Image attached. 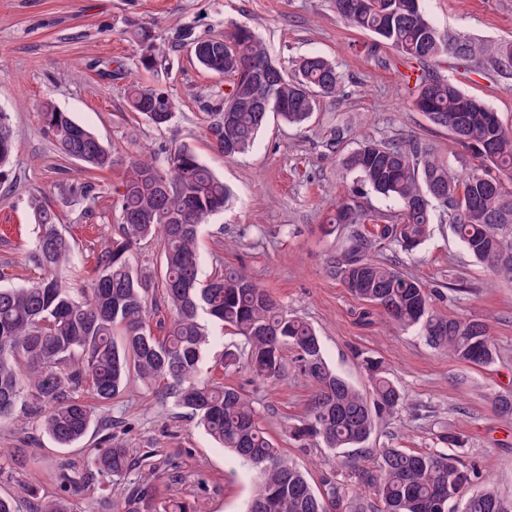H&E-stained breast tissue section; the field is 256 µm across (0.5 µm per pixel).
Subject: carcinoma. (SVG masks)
<instances>
[{"instance_id": "obj_1", "label": "carcinoma", "mask_w": 512, "mask_h": 512, "mask_svg": "<svg viewBox=\"0 0 512 512\" xmlns=\"http://www.w3.org/2000/svg\"><path fill=\"white\" fill-rule=\"evenodd\" d=\"M334 7L351 28L374 35L407 59L426 63L448 52L467 61L485 58L496 70L512 72V45L451 40L435 29L421 0H334ZM135 39L140 66L154 74L164 70V50L152 32L142 28ZM193 53L201 67L229 83L224 106L234 111L214 112L208 124L214 147L226 158L253 147L268 114L301 125L319 98L336 94L341 83L336 67L319 55L301 58L292 77L281 68L272 81L252 79L249 68L270 57L245 26L196 43ZM421 97L428 120L447 129L480 167L464 175L453 172L413 138L361 143L343 165L370 190L397 202L400 219L381 225L376 234L366 233V215L348 203L337 204L330 227L344 232V245L332 268L351 294L375 307L389 324L416 328L449 357L485 367L495 358L485 321L439 315L423 282L374 258L387 245L409 253L423 244L436 202L448 211L467 253L493 275L512 279V183L491 174L494 168L512 175V132L483 101L428 71L416 79L413 105ZM128 103L157 129L167 127L177 109L171 92L139 83L130 86ZM39 119L65 157L88 169L112 168V153L101 139L52 102L41 105ZM13 152L10 117L0 111V178ZM231 197L232 190L186 145L165 151L161 163L155 156H134L114 189L119 238L98 254V275L80 300L60 274L72 259V242L56 213L34 204L38 234L32 260L40 273L23 286L0 287V423L18 419V408L26 406L40 416L51 439L67 448L88 434L93 419L83 383L99 405L107 406L134 376L186 410L220 446L255 470L257 490L247 512H327L326 500L343 498L342 484L329 480L326 494L318 493L261 427L251 396L202 377L209 343L204 321L243 340L240 349L225 352L224 368L242 370L262 383L280 382L288 378L292 362L315 385L305 419L289 430L297 442L312 441L332 451L358 446L370 437L377 419L404 405L405 395L372 359L365 360L372 392L366 396L357 390L328 365L316 330L289 313L245 269L199 277V227L223 211ZM155 239L162 247V300L172 313L162 336L153 332L146 288L130 263L134 248ZM491 405L498 416L512 419L511 394L494 396ZM378 454L377 469L356 466L353 475L373 491L380 512H495L500 501L490 486L462 497L471 474L451 454L393 446ZM89 458L98 475L115 483L137 465L133 450L121 443L92 448ZM159 479L153 467L141 471L120 512H186L157 501ZM0 512L69 510L58 497L29 504L0 497Z\"/></svg>"}]
</instances>
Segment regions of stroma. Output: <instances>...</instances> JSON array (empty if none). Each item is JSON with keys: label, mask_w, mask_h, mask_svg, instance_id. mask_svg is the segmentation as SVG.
<instances>
[{"label": "stroma", "mask_w": 512, "mask_h": 512, "mask_svg": "<svg viewBox=\"0 0 512 512\" xmlns=\"http://www.w3.org/2000/svg\"><path fill=\"white\" fill-rule=\"evenodd\" d=\"M422 6L440 33L512 44V0H423ZM239 26L251 29L287 71L303 56L326 57L335 64L342 89L322 98L305 125L270 118L251 152L227 159L213 149L206 126L212 113L223 111L229 87L198 65L192 47ZM144 27L166 47L168 68L156 75L137 65L134 34ZM427 67L483 100L512 128V74L445 54ZM423 68L347 27L333 0H0V110L10 115L15 141L13 168L0 179V283L16 285L37 273L28 260L35 238L30 202L36 198L58 215L73 243L66 277L75 296H82L97 275L99 252L118 234L113 189L130 158L143 148L158 154L188 145L233 191L229 207L200 229L202 277L245 266L289 312L316 329L324 357L338 374L368 389L362 359L369 356L381 361L404 391L406 406L381 420L353 456L370 467L377 449L387 445L451 451L473 470L472 489L493 485L512 512V419L491 408L496 394L512 393V280L493 276L465 253L440 207L424 244L409 253L388 247L377 255L379 262L439 289V314L487 322L497 357L484 368L448 358L418 330L388 327L329 267L342 237L324 227L339 202L379 223L399 210L342 168V158L361 142L415 138L453 170L466 173L478 164L446 129L414 108L415 78ZM136 81L178 97L168 127L156 129L130 111L127 94ZM47 100L98 135L112 151V170L83 171L57 151L36 117ZM80 183L92 185L94 207L71 195V186ZM240 344L238 335L213 328L205 376L246 388L262 428L308 474L317 492H324L329 478L346 484L347 500L329 505L328 512H347L353 500L375 512L372 491L355 483L331 450L302 448L288 437V428L305 417L314 385L294 375L263 384L224 372L222 353ZM450 431L462 437L461 446L451 449L442 442ZM114 439L132 448L144 466L158 467L160 501L182 505L186 512H246L256 488L254 471L218 447L185 410L136 381L112 404L95 408L88 434L72 448L56 447L33 418L0 425V456L11 460L0 472V494L19 500L54 497L62 492V480L80 476L98 490L71 497V512H113L127 488L88 470L86 450Z\"/></svg>", "instance_id": "1"}]
</instances>
